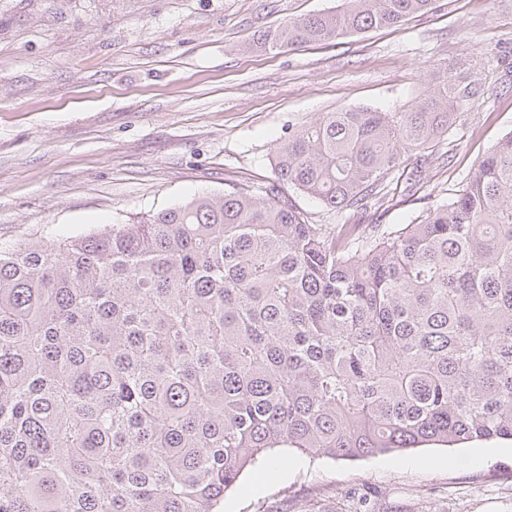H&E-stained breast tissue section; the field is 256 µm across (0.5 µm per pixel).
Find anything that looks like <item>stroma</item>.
<instances>
[{"label":"stroma","instance_id":"1","mask_svg":"<svg viewBox=\"0 0 512 512\" xmlns=\"http://www.w3.org/2000/svg\"><path fill=\"white\" fill-rule=\"evenodd\" d=\"M340 0H0V247L131 224L202 194L271 182L272 149L343 108L397 112L444 79L475 86L414 195L316 224L410 223L512 132V0H436L400 29L297 50L247 43ZM248 471L224 512H512V442L430 444L356 461L292 455Z\"/></svg>","mask_w":512,"mask_h":512}]
</instances>
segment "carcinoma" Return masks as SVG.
I'll return each mask as SVG.
<instances>
[{"instance_id": "obj_1", "label": "carcinoma", "mask_w": 512, "mask_h": 512, "mask_svg": "<svg viewBox=\"0 0 512 512\" xmlns=\"http://www.w3.org/2000/svg\"><path fill=\"white\" fill-rule=\"evenodd\" d=\"M433 2L342 0L254 46L398 29ZM476 94L322 112L274 145L260 194L0 248V512H224L279 448L512 441V132L400 228L314 224L287 193L380 204Z\"/></svg>"}]
</instances>
